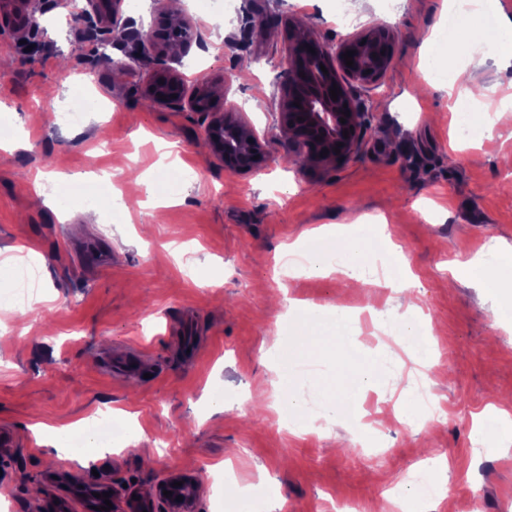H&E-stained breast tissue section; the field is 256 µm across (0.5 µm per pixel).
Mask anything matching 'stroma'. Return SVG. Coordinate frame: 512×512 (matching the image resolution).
Instances as JSON below:
<instances>
[{
    "instance_id": "stroma-1",
    "label": "stroma",
    "mask_w": 512,
    "mask_h": 512,
    "mask_svg": "<svg viewBox=\"0 0 512 512\" xmlns=\"http://www.w3.org/2000/svg\"><path fill=\"white\" fill-rule=\"evenodd\" d=\"M183 0L179 14L197 32L183 57L186 83L207 76L227 105L244 112L267 161L231 172L209 149L202 115L188 106L150 105L152 63L112 69L134 46L123 32L97 55L92 30L54 0H42L27 44L0 32V500L11 512H45L56 500L86 512L66 483L69 472L145 495L174 473L197 476L195 512H226L239 487L275 480L285 512H328L359 505L373 512L386 480L414 485L415 464H447L441 498L422 512H512V448L475 440L483 417L512 395V325H494L480 289L451 284V265L512 245V122L491 141L467 140L451 125L447 70L424 72L440 52L424 32L447 30L444 0ZM385 25L393 63L380 86L357 89L371 115L359 151L347 160L298 166L271 99L298 30L328 46ZM89 89L83 118L59 119L75 85ZM176 145L190 169L178 168ZM166 181L175 201L156 223L133 172ZM42 174L40 191L27 175ZM80 174L105 199L88 219L84 194L64 178ZM60 200L49 208L43 197ZM386 218L422 284L440 366L416 374L395 365L379 391L351 400L374 415L378 434L361 441L350 424L331 422L330 438L290 432L278 413L255 409L274 395L271 345L290 324L293 302L341 300L337 279L289 271L283 245L305 232ZM145 372L119 376V352ZM425 392L446 408L411 429L393 416ZM133 413V421L122 411ZM110 415L111 446L93 460L41 444L34 427L77 428ZM228 465V484L215 467Z\"/></svg>"
}]
</instances>
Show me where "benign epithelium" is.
<instances>
[{"label": "benign epithelium", "instance_id": "1", "mask_svg": "<svg viewBox=\"0 0 512 512\" xmlns=\"http://www.w3.org/2000/svg\"><path fill=\"white\" fill-rule=\"evenodd\" d=\"M122 0H86L76 18L98 32L101 46L111 43L112 28L119 24ZM148 33V46L159 54L171 42H178L188 49L196 39L192 24L180 21L176 28L163 29L151 24L147 29L130 32L136 45H141V34ZM390 31L384 27H373L357 33L340 43L336 50L323 45L315 36L307 35L302 41L294 40L288 54V76L280 86V117L288 132L298 158L305 164L323 162L327 159L342 162L360 148V132L366 124L368 112L351 95L350 86H376L385 76L393 62L389 43ZM314 52H309V49ZM352 51L353 66H346L342 54ZM338 86L341 94L331 99L329 88ZM145 97L156 105H180L188 103L194 112L207 119L206 136L211 150L224 161L229 171L256 169L266 160L262 143L251 123L235 108H226L210 91V81L198 79L193 90H188L178 70L172 66L152 73L146 82ZM299 106H294V103ZM350 116H344V112ZM346 122H340V118ZM348 136H343V131ZM343 146H338V143ZM340 148L335 152L334 148ZM328 154L320 156L322 150ZM49 481L68 482L74 496L91 506L110 500L112 512H155L152 498H132L134 490L122 492L104 482L84 483L68 473H51ZM179 486H174V483ZM199 481L185 474H173L158 489V499L168 505V512H192L198 493ZM172 495L166 497L163 491ZM108 492V498L101 493ZM100 497H95V494ZM183 500L178 501L176 497Z\"/></svg>", "mask_w": 512, "mask_h": 512}]
</instances>
